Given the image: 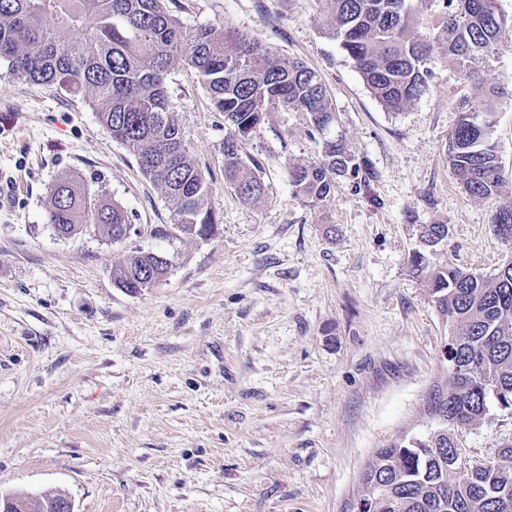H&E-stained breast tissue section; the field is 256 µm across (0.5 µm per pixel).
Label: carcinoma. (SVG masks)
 Segmentation results:
<instances>
[{"mask_svg":"<svg viewBox=\"0 0 512 512\" xmlns=\"http://www.w3.org/2000/svg\"><path fill=\"white\" fill-rule=\"evenodd\" d=\"M331 16L328 38L355 62L374 96L391 112H401L424 94L433 55L472 71L499 41L508 21L497 0H469V19L457 14L459 0H446L438 35L423 37L406 0H320ZM79 30L71 42L65 32ZM10 75L35 85H58L92 103L112 139L124 144L144 173L165 195L174 223L155 224L151 233L170 239L211 236L217 217L208 206L210 191L191 157L168 101L164 76L183 62L195 69L224 114L228 132L222 155L224 179L247 204L265 193L259 161L242 145L268 112H305L325 135L336 112L317 72L301 61L282 59L260 41L224 23L186 33L164 0H0V61ZM492 113L463 108L449 136L448 162L464 192L477 199L509 187L493 142ZM357 169L334 139L323 142L322 158L288 167L296 194L316 205L336 186V178ZM48 223L71 236L102 231L121 241L130 224L127 212L73 178L55 183ZM497 235L512 237V205L496 211ZM448 225L426 224L422 244L436 245ZM412 269L426 274L427 291L448 325L444 361L455 360L473 376L442 375L437 389L449 392L444 421L432 434L412 440L400 434L375 449L360 475L362 497L373 512H512V445L478 460L460 482L449 466L464 456L455 428L487 413L497 389L501 410L512 413V262L491 279L452 265L428 269L425 255L413 253ZM169 261L136 251L112 271L123 289L151 288L168 273ZM66 496L46 494L29 512H65Z\"/></svg>","mask_w":512,"mask_h":512,"instance_id":"carcinoma-1","label":"carcinoma"}]
</instances>
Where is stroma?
<instances>
[{"instance_id":"obj_1","label":"stroma","mask_w":512,"mask_h":512,"mask_svg":"<svg viewBox=\"0 0 512 512\" xmlns=\"http://www.w3.org/2000/svg\"><path fill=\"white\" fill-rule=\"evenodd\" d=\"M186 31L215 21L299 59L325 84L332 137L362 165L317 205L287 168L322 156L306 113L275 110L244 143L264 196L224 179V116L191 67L165 75L216 233L163 240L160 189L87 99L12 77L0 63V493L66 494L74 512H350L372 451L422 434L448 328L410 270L420 227L444 224L432 265L491 276L512 261L492 216L448 163L462 106L493 109L512 178V31L472 75L435 60L427 91L387 111L329 39L320 0H177ZM502 98H495V91ZM72 177L134 229L59 236L50 188ZM165 255L167 277L130 294L113 269ZM469 459L512 443L490 408L459 427Z\"/></svg>"}]
</instances>
